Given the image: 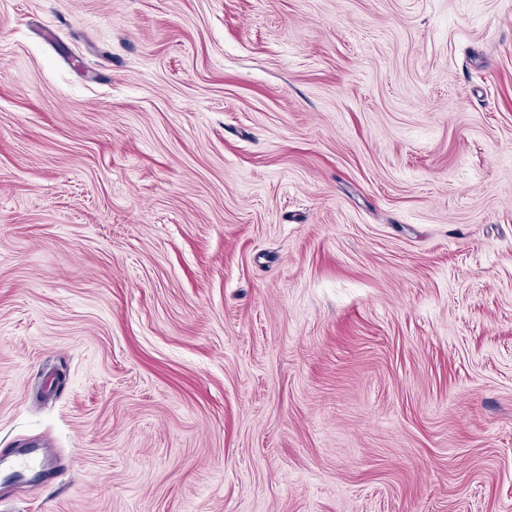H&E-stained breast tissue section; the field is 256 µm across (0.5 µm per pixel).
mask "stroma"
I'll return each mask as SVG.
<instances>
[{
	"instance_id": "35a3bbf8",
	"label": "stroma",
	"mask_w": 512,
	"mask_h": 512,
	"mask_svg": "<svg viewBox=\"0 0 512 512\" xmlns=\"http://www.w3.org/2000/svg\"><path fill=\"white\" fill-rule=\"evenodd\" d=\"M0 512H512V0H0Z\"/></svg>"
}]
</instances>
